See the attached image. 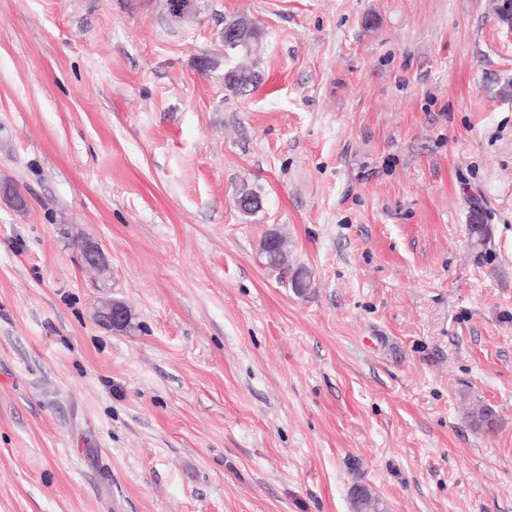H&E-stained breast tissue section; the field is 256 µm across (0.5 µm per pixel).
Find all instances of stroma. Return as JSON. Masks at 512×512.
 <instances>
[{
    "label": "stroma",
    "mask_w": 512,
    "mask_h": 512,
    "mask_svg": "<svg viewBox=\"0 0 512 512\" xmlns=\"http://www.w3.org/2000/svg\"><path fill=\"white\" fill-rule=\"evenodd\" d=\"M495 6L0 0V512H512ZM252 33L253 31L248 20L241 17L224 26L222 37L226 45H245L248 44ZM129 311L126 307L112 298H105L94 312V319L100 324L120 330L126 326Z\"/></svg>",
    "instance_id": "35a3bbf8"
}]
</instances>
